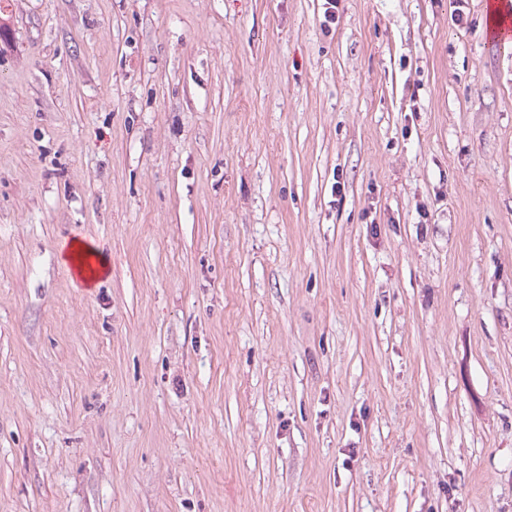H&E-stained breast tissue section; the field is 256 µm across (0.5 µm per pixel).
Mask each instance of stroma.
<instances>
[{
  "mask_svg": "<svg viewBox=\"0 0 512 512\" xmlns=\"http://www.w3.org/2000/svg\"><path fill=\"white\" fill-rule=\"evenodd\" d=\"M487 23L0 0V512H512ZM73 238L110 264L88 289Z\"/></svg>",
  "mask_w": 512,
  "mask_h": 512,
  "instance_id": "35a3bbf8",
  "label": "stroma"
}]
</instances>
